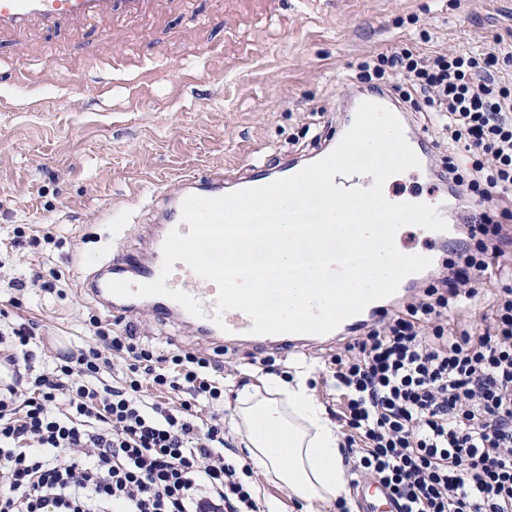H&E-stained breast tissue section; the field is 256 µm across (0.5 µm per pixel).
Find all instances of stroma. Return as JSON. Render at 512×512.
I'll return each instance as SVG.
<instances>
[{"mask_svg":"<svg viewBox=\"0 0 512 512\" xmlns=\"http://www.w3.org/2000/svg\"><path fill=\"white\" fill-rule=\"evenodd\" d=\"M422 33L429 51L512 50V0H145L94 24L32 28L20 51L1 34L0 323L37 325L35 371L58 347L91 344L96 326L130 325L78 283L105 255L140 248L158 193L192 173L310 151L361 93L349 80L357 62ZM412 118L427 129L428 164L388 189L435 193L449 223L462 224L459 201L431 189L448 146L423 114ZM19 226L54 242L15 246ZM37 275L55 279L54 291L31 287ZM15 279L28 289L10 291ZM505 284L512 244L454 324L479 322ZM130 326L142 341L221 364L225 408L254 372L281 376L301 361L328 412L340 409L331 349L220 351L146 312Z\"/></svg>","mask_w":512,"mask_h":512,"instance_id":"obj_1","label":"stroma"}]
</instances>
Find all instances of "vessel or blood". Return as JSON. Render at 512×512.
<instances>
[{
	"label": "vessel or blood",
	"instance_id": "b4317fda",
	"mask_svg": "<svg viewBox=\"0 0 512 512\" xmlns=\"http://www.w3.org/2000/svg\"><path fill=\"white\" fill-rule=\"evenodd\" d=\"M140 0H0V30L24 31L30 24H38L43 29H57L69 20H93L112 15L117 9L132 8ZM344 130H337L336 136L314 148L310 157L288 156L278 166L264 162H249L229 170L227 174H206L189 176L183 179L178 193H163L159 196L157 229L150 236L152 258L140 262L131 253H116L108 257L103 265L93 272L86 286L92 299L108 311L124 317H134L141 306H149L162 323L179 324L183 330L198 336L207 337L216 348H223L225 337L239 338L252 336L255 344L264 347L297 349L307 346L313 337L309 334L280 333L252 334L253 322L249 315L240 310L217 309V285L198 276L187 264L175 262L166 282L168 288L186 292L201 305L202 316L191 315L181 304L162 296L129 297L115 296L108 289L114 280L132 284L154 282L160 275L163 263V243L170 231L188 234L189 226L182 220V204L186 197L197 195L217 198L232 192L266 186L277 178H286L300 172L309 159H323L328 156L344 137ZM390 306L380 301L368 303L361 312L348 317L335 328L338 336L359 334L373 321L390 313ZM361 512H395L388 504V492L384 486L371 484L360 487Z\"/></svg>",
	"mask_w": 512,
	"mask_h": 512
}]
</instances>
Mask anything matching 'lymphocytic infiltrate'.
<instances>
[{
  "mask_svg": "<svg viewBox=\"0 0 512 512\" xmlns=\"http://www.w3.org/2000/svg\"><path fill=\"white\" fill-rule=\"evenodd\" d=\"M500 61L403 41L355 74L383 91L400 72L399 104L433 114L449 150L472 157L438 173L472 203L454 259L331 358L339 419L360 442L346 459L388 489L396 512H512V285L498 289L488 322L448 325L503 256L501 221L512 219V85ZM494 200L498 221L483 208ZM3 344L12 376L0 391V512H260L252 467L224 455L220 365L100 326L94 345L35 375L33 325L0 331ZM116 357L126 372L109 384L100 375ZM176 392L182 401L168 406Z\"/></svg>",
  "mask_w": 512,
  "mask_h": 512,
  "instance_id": "1",
  "label": "lymphocytic infiltrate"
}]
</instances>
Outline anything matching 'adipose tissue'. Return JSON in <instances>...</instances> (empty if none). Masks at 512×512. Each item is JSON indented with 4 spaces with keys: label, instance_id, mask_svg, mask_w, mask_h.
Wrapping results in <instances>:
<instances>
[{
    "label": "adipose tissue",
    "instance_id": "1",
    "mask_svg": "<svg viewBox=\"0 0 512 512\" xmlns=\"http://www.w3.org/2000/svg\"><path fill=\"white\" fill-rule=\"evenodd\" d=\"M310 369L257 376L238 391L227 425L247 461L272 483L318 512L348 495L342 436L309 384Z\"/></svg>",
    "mask_w": 512,
    "mask_h": 512
}]
</instances>
